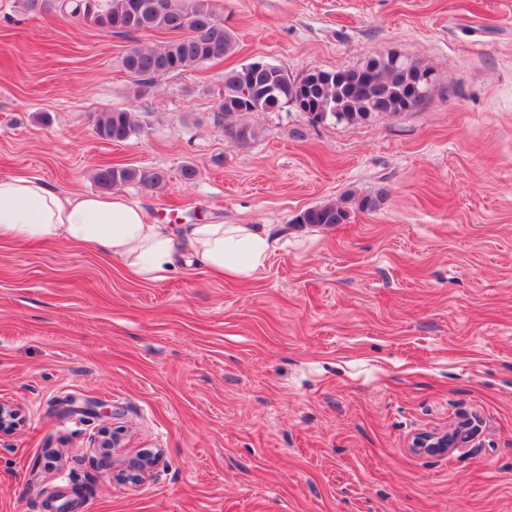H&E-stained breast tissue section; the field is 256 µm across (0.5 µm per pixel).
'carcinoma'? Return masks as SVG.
Segmentation results:
<instances>
[{
    "label": "carcinoma",
    "mask_w": 512,
    "mask_h": 512,
    "mask_svg": "<svg viewBox=\"0 0 512 512\" xmlns=\"http://www.w3.org/2000/svg\"><path fill=\"white\" fill-rule=\"evenodd\" d=\"M27 12L54 9L77 21L113 33L166 31L174 38L156 46H134L123 57L125 70L142 85L188 67L222 59L236 49L233 32L212 0H21ZM432 69L407 56L392 64L373 55L362 65L341 72L311 71L303 78L290 76L269 63L263 67L245 63L224 72V91L212 112L213 123L239 144L255 138L254 128L228 119L245 112H277L292 107L318 124H356L382 114L402 111L407 89L418 74ZM136 112L109 109L98 114L95 133L111 143H122L142 131ZM94 180L102 190L127 183L155 188L165 173L149 168L103 166ZM347 207L328 202L305 210L299 223L314 226L346 224Z\"/></svg>",
    "instance_id": "cac0c4a2"
}]
</instances>
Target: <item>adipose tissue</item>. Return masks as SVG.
I'll return each instance as SVG.
<instances>
[{"instance_id":"ef3b65f1","label":"adipose tissue","mask_w":512,"mask_h":512,"mask_svg":"<svg viewBox=\"0 0 512 512\" xmlns=\"http://www.w3.org/2000/svg\"><path fill=\"white\" fill-rule=\"evenodd\" d=\"M60 238L120 259L142 280L175 268L184 249L213 275L247 280L264 266L273 246L256 225L222 223L192 225L180 245L124 194L64 197L37 177L0 178V239Z\"/></svg>"}]
</instances>
